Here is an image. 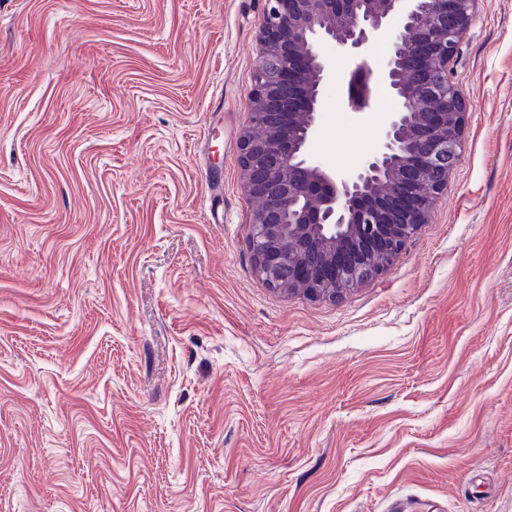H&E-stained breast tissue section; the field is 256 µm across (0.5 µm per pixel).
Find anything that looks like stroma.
<instances>
[{
  "label": "stroma",
  "instance_id": "stroma-1",
  "mask_svg": "<svg viewBox=\"0 0 512 512\" xmlns=\"http://www.w3.org/2000/svg\"><path fill=\"white\" fill-rule=\"evenodd\" d=\"M262 8L0 0V512H512V0H476L450 63L427 224L335 300L247 247ZM335 65L310 151L345 171L396 101L338 109Z\"/></svg>",
  "mask_w": 512,
  "mask_h": 512
}]
</instances>
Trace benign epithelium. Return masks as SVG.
<instances>
[{
    "instance_id": "7a95c632",
    "label": "benign epithelium",
    "mask_w": 512,
    "mask_h": 512,
    "mask_svg": "<svg viewBox=\"0 0 512 512\" xmlns=\"http://www.w3.org/2000/svg\"><path fill=\"white\" fill-rule=\"evenodd\" d=\"M475 0H264L251 125L239 137L243 187L255 209L247 235L269 288L336 299L370 283L428 221L460 159L466 104L448 65ZM390 30L388 53L362 55ZM354 59L344 104L368 109L366 84L398 102L375 153L337 172L308 152L333 64L322 46Z\"/></svg>"
}]
</instances>
